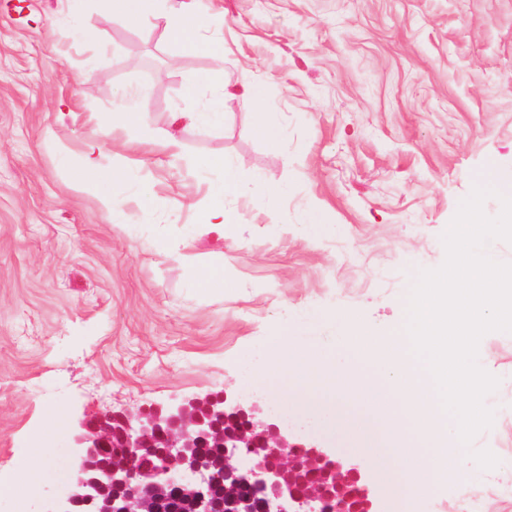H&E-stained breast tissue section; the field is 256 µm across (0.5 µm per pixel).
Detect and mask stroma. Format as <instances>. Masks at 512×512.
Returning <instances> with one entry per match:
<instances>
[{
	"instance_id": "35a3bbf8",
	"label": "stroma",
	"mask_w": 512,
	"mask_h": 512,
	"mask_svg": "<svg viewBox=\"0 0 512 512\" xmlns=\"http://www.w3.org/2000/svg\"><path fill=\"white\" fill-rule=\"evenodd\" d=\"M203 51L170 65L162 27L133 28L101 0H0V484L29 483L28 512H53L69 488L81 420L241 390L264 339L315 307L396 322L412 264L440 266L441 236L492 162L512 163V0H198ZM224 54V121L174 123ZM265 89L277 144L251 133L245 95ZM138 93L150 128L173 132L179 159L112 123ZM93 145L129 173L117 214H102L57 145ZM225 157L281 184L279 223L248 193L224 200L238 221L214 240L197 226ZM152 192L163 206L144 209ZM317 207L325 229L300 217ZM220 262L224 295H201L158 235ZM479 358L500 379L490 429L472 449L503 465L452 484L427 512H512V333ZM55 466L30 481L29 470Z\"/></svg>"
}]
</instances>
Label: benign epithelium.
I'll use <instances>...</instances> for the list:
<instances>
[{"label":"benign epithelium","mask_w":512,"mask_h":512,"mask_svg":"<svg viewBox=\"0 0 512 512\" xmlns=\"http://www.w3.org/2000/svg\"><path fill=\"white\" fill-rule=\"evenodd\" d=\"M73 441L71 488L53 512H374L356 468L238 397L97 415ZM112 447L121 452L100 459ZM210 447L224 449L215 469L199 456ZM141 448L157 460L154 481L137 462Z\"/></svg>","instance_id":"7a95c632"}]
</instances>
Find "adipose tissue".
Wrapping results in <instances>:
<instances>
[{"label":"adipose tissue","instance_id":"ef3b65f1","mask_svg":"<svg viewBox=\"0 0 512 512\" xmlns=\"http://www.w3.org/2000/svg\"><path fill=\"white\" fill-rule=\"evenodd\" d=\"M113 16L126 24L139 27L147 23L163 26L175 45L176 54H183L199 49L197 32L206 24V17L193 5V0H168L167 5H160L159 0H108ZM121 119L125 128L135 132L137 140L160 147L172 157H179L180 143L169 133H158L151 129L143 118V111L137 102H130L121 110ZM204 166L218 167L224 172V180L211 195L209 207L199 214L202 232L223 235L226 226L236 223L237 215L226 209V197L248 191L255 204L268 214H275L283 188L274 182L258 176L247 175L232 160L226 158H207ZM72 173L81 187L95 194L99 209L106 214L113 213L120 206L115 187L125 184L128 172L120 166H103L95 146H88L82 154ZM108 177L114 189L102 191L99 186L101 177ZM153 247L159 255L177 261L191 269L194 278L203 293H220L228 288L229 283L220 266H200L191 252L189 245H177L167 236H159Z\"/></svg>","mask_w":512,"mask_h":512}]
</instances>
